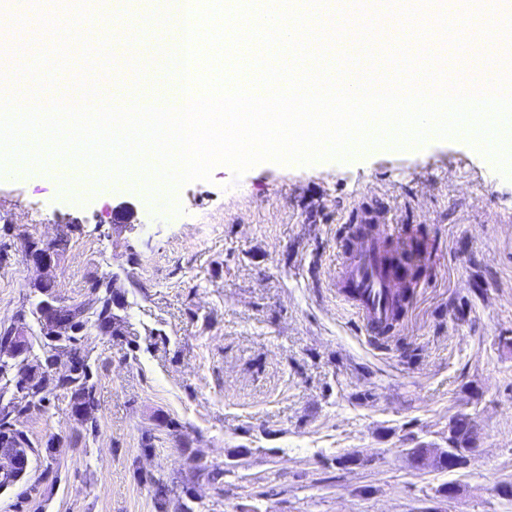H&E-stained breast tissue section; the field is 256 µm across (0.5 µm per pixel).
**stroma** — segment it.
Here are the masks:
<instances>
[{"instance_id": "35a3bbf8", "label": "stroma", "mask_w": 512, "mask_h": 512, "mask_svg": "<svg viewBox=\"0 0 512 512\" xmlns=\"http://www.w3.org/2000/svg\"><path fill=\"white\" fill-rule=\"evenodd\" d=\"M164 52L137 69L113 50L111 72L130 80L101 81L103 98H155L170 82ZM44 176L0 175V323L38 276L23 238L63 231L61 297L133 272L132 343L89 336L98 432L77 437L60 394L33 412L23 427L58 438L59 465L33 461L0 512H155L145 476L183 479L195 458L220 477L172 494L167 512H512L500 492L512 484V166L462 140L238 178L218 166L176 192L177 214L123 180L75 198ZM123 202L135 232L113 228ZM366 209L430 253L383 339L357 331L332 285L350 218ZM454 416L478 431L470 465L414 466L407 449L444 445Z\"/></svg>"}]
</instances>
